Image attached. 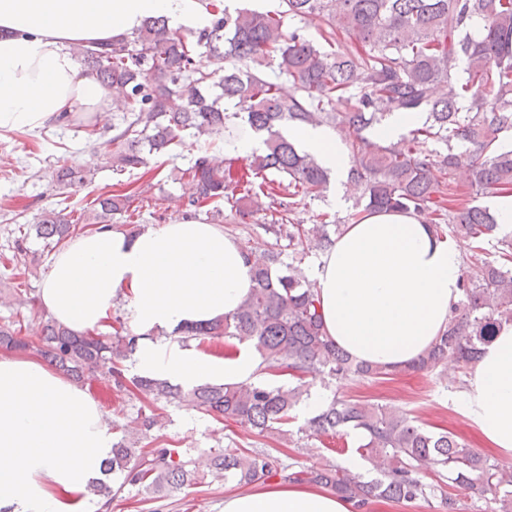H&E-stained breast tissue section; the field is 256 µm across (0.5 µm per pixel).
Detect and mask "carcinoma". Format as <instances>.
Listing matches in <instances>:
<instances>
[{
  "mask_svg": "<svg viewBox=\"0 0 512 512\" xmlns=\"http://www.w3.org/2000/svg\"><path fill=\"white\" fill-rule=\"evenodd\" d=\"M280 2L277 11L233 14L211 2L212 25L191 41L156 18L130 38L73 51L124 105L105 141V155L117 175L145 167L153 154L177 150L188 137H209L237 121L262 137L263 149L240 166L234 158L210 153L194 160L185 170L194 193L182 220L195 222L201 208L224 201L243 222L273 208L270 227L288 239L291 261L274 251L258 259L253 287L239 308L221 320L184 328L178 340L229 348L247 343L267 367L284 366L288 381L184 387L167 379L129 377L123 362L137 350L141 335L118 317L110 333L76 334L53 318L32 326L20 309L15 319L0 325V348L37 354L77 384L102 378L119 392L153 404H184L216 420L231 418L262 437L289 434L291 411L310 391L309 375L340 383L398 370L357 362L329 339L316 284L294 265L326 250L333 240L327 220L311 228L291 223L298 200L321 197L329 178L313 155L282 134L289 124L328 125L345 139L348 179L361 191L363 211L418 213L437 237L469 241L462 296L448 327L407 370L432 373L450 354L464 370L500 325L512 322V233H501L489 209L456 198L455 189L456 175L464 172L482 195L512 191V0ZM314 18L325 24L321 45L297 29L285 31L289 22ZM338 30L353 33L358 45L338 44ZM206 58L228 66L211 71ZM279 79L288 81V93ZM468 101L476 111L464 110ZM397 112H424L426 119L396 141L380 138L378 126ZM428 141L436 148L422 149ZM91 175L59 160L52 178L65 189ZM136 197L131 190L101 194L78 216L62 199L58 208L36 217L32 228L46 246H56L80 227L97 231L117 217L130 218ZM18 231L22 235L11 257L16 276L27 270L29 227L21 224ZM488 245L495 250L493 260L485 257ZM163 426V415L139 411L135 439L112 442V456L103 463V472L121 482L114 488L98 481L92 493L109 504L128 486L156 495L208 480L235 479L246 486L279 475L327 487L358 509L373 499L426 501L438 495L447 512H456L446 485L503 510L512 505L511 467L489 463L452 433L431 432L397 409L334 396L297 430L307 438L341 427L361 431V456L393 462L375 482H363L330 462L283 475L278 459L262 448L215 449L208 470L201 472L189 450L151 438ZM143 440L146 446L138 447ZM429 464L442 482L422 481L419 470Z\"/></svg>",
  "mask_w": 512,
  "mask_h": 512,
  "instance_id": "obj_1",
  "label": "carcinoma"
}]
</instances>
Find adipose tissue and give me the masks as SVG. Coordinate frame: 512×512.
I'll list each match as a JSON object with an SVG mask.
<instances>
[{
	"label": "adipose tissue",
	"instance_id": "1",
	"mask_svg": "<svg viewBox=\"0 0 512 512\" xmlns=\"http://www.w3.org/2000/svg\"><path fill=\"white\" fill-rule=\"evenodd\" d=\"M209 25L206 0H0V131H35L73 112L103 121L117 102L71 48L132 35L146 20ZM289 140L345 174L332 132L289 126ZM240 242L215 225L177 220L128 235L107 226L57 252L39 292L43 308L75 333L106 330L115 304L141 340L139 374L191 387L250 383L260 359L218 358L174 331L233 312L252 286ZM327 335L358 361L401 366L445 329L461 297L462 250L421 216L380 211L345 225L317 261ZM460 403L485 444L512 458V323L483 346ZM112 454V433L90 393L41 361L0 355V512H93L85 493ZM223 512H353L316 484L269 483L224 499Z\"/></svg>",
	"mask_w": 512,
	"mask_h": 512
}]
</instances>
